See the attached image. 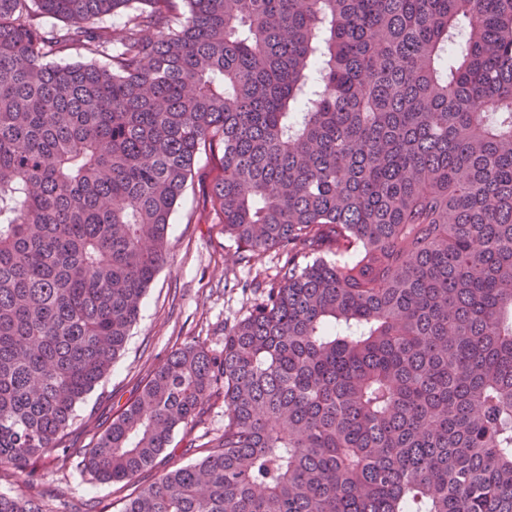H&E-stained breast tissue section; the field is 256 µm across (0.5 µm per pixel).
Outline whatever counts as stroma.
<instances>
[{
    "label": "stroma",
    "instance_id": "obj_1",
    "mask_svg": "<svg viewBox=\"0 0 512 512\" xmlns=\"http://www.w3.org/2000/svg\"><path fill=\"white\" fill-rule=\"evenodd\" d=\"M206 193V183L198 180L185 188L168 226L167 261L147 291L126 347L77 409L75 430L67 439V465L49 463L40 470L50 501L78 512L92 499L105 512H120L125 496L157 481L164 469L193 462L190 454L159 458L125 485L100 483L81 464L86 448L138 397L171 351L193 341L212 350L223 347L225 328L243 319L255 303L240 282L274 278L278 253L268 251L249 264L239 263L237 244L214 223Z\"/></svg>",
    "mask_w": 512,
    "mask_h": 512
}]
</instances>
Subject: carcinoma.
<instances>
[{"label":"carcinoma","instance_id":"cac0c4a2","mask_svg":"<svg viewBox=\"0 0 512 512\" xmlns=\"http://www.w3.org/2000/svg\"><path fill=\"white\" fill-rule=\"evenodd\" d=\"M203 154L239 260L288 261L83 469L221 396L123 512H512V0H0V469L68 460ZM224 401L222 398L212 400L207 412L198 424L187 432L180 429L175 434L171 448H183L187 441L195 440L197 445L207 442L214 436L224 433Z\"/></svg>","mask_w":512,"mask_h":512}]
</instances>
